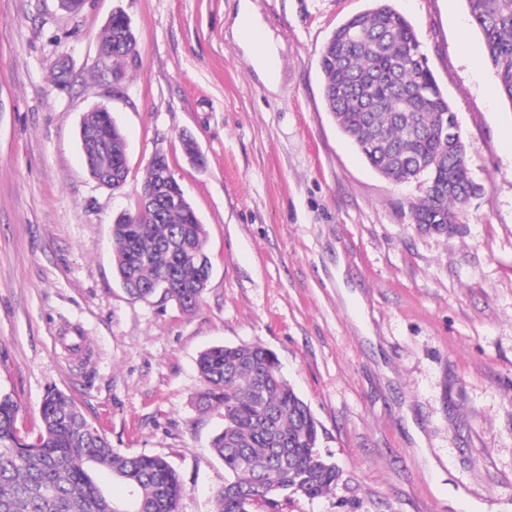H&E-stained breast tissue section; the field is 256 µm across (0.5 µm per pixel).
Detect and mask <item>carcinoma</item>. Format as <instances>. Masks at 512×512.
Here are the masks:
<instances>
[{"label":"carcinoma","mask_w":512,"mask_h":512,"mask_svg":"<svg viewBox=\"0 0 512 512\" xmlns=\"http://www.w3.org/2000/svg\"><path fill=\"white\" fill-rule=\"evenodd\" d=\"M482 31L501 95L512 105V0H466ZM112 53L133 52L136 36L125 14L115 12L101 37ZM421 43L413 25L390 4L376 5L340 25L320 60L324 98L340 130L384 177L410 179L427 157L442 154L446 165L420 176L453 184L440 200L448 220L456 217L462 194L480 187L467 178L458 141L442 139L441 115L454 117L448 98L427 65L418 60ZM81 149H96L127 174L124 136L112 112L99 107L83 122ZM420 224L431 223L433 199L423 194L411 204ZM114 269L126 292L147 299L164 297L194 311L202 300L212 265L206 231L187 201L178 208L147 209L131 224L117 215L112 224ZM274 354L257 345H216L197 359L203 388L200 409H217L224 426L210 451L224 462L226 483L214 494V512H252L261 505L279 512L284 495L317 498L336 486L339 471L318 446L319 424L308 404L273 371ZM19 404L0 394V512H114L115 500L98 481L108 471L124 483L137 512H176L184 486L158 455H129L114 448L72 399L48 390L39 407L42 431L20 434ZM265 475L269 491L252 498Z\"/></svg>","instance_id":"1"}]
</instances>
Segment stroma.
Instances as JSON below:
<instances>
[{
  "label": "stroma",
  "mask_w": 512,
  "mask_h": 512,
  "mask_svg": "<svg viewBox=\"0 0 512 512\" xmlns=\"http://www.w3.org/2000/svg\"><path fill=\"white\" fill-rule=\"evenodd\" d=\"M374 0H0V393L41 428L47 389L70 394L116 448L163 456L180 512H213L197 358L257 343L320 424L336 486L282 512H512V104L465 0H392L456 113L480 190L457 229H418V184L380 175L328 111L319 61ZM134 28L117 67L98 54L113 11ZM259 30L277 68L254 55ZM68 64L71 82L54 75ZM126 139L115 195L87 174L85 111ZM205 159L191 164L183 135ZM207 233L199 307L129 296L112 219L134 209L155 153Z\"/></svg>",
  "instance_id": "1"
}]
</instances>
